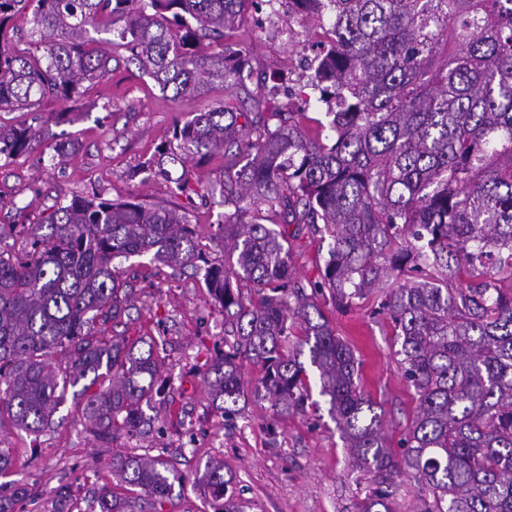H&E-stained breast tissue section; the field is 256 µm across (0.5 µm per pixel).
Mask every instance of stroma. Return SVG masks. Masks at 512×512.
Here are the masks:
<instances>
[{
    "instance_id": "stroma-1",
    "label": "stroma",
    "mask_w": 512,
    "mask_h": 512,
    "mask_svg": "<svg viewBox=\"0 0 512 512\" xmlns=\"http://www.w3.org/2000/svg\"><path fill=\"white\" fill-rule=\"evenodd\" d=\"M279 22L294 25L296 38L281 41L275 27L260 31L243 19L238 38L250 51L249 78L243 87L216 88L201 96L161 92L129 52L107 44L106 33H97L111 62L108 74L84 84L72 101L80 119L50 126L41 146L0 161V230L12 250L27 249L26 225L45 220L56 204L97 196L187 212L209 260L223 264L218 226L228 207L219 186L238 160L236 149L191 160L194 191L189 195L162 179H145L142 169L158 148L172 143L175 123L223 105L253 111L256 95L294 113L307 135H326V106L307 87L313 57L307 44L316 22L285 8ZM61 135L74 138L77 148L57 165L52 147ZM291 243L297 276L317 279L327 257L319 238L303 232ZM120 272L130 308L101 330L107 337L166 338L158 356L166 381L161 399L167 407L150 433L121 437L107 446L86 432L81 396L67 397L51 427L39 435L6 429L0 444L12 449L13 466L0 483L31 490L29 498L15 504V512H56L53 491L62 484L72 488V512H98L91 490L111 481L108 463L116 451L163 456L184 475L182 489L164 501L161 512H217L218 502L199 481L210 459L223 461L245 512H356L367 488L348 464L328 403L320 402L315 412L277 419L268 402L252 399L237 422L225 421L210 402L202 378L215 350L224 346V317L202 278L192 269L178 272L147 255L123 261ZM376 306L373 296L347 308L320 304L336 335L360 361V385L382 412L395 450L416 412V399L394 355L393 325L376 314Z\"/></svg>"
}]
</instances>
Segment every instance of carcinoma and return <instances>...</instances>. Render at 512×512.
Masks as SVG:
<instances>
[{"label": "carcinoma", "instance_id": "1", "mask_svg": "<svg viewBox=\"0 0 512 512\" xmlns=\"http://www.w3.org/2000/svg\"><path fill=\"white\" fill-rule=\"evenodd\" d=\"M300 2L322 30L309 86L327 105L326 140L309 138L284 112L222 106L176 123L178 144L148 167L191 191L188 159L238 147L244 163L224 180L236 204V220L220 225L224 264L209 261L187 214L160 204L74 197L47 223L29 225L20 254L2 246L0 229V427L44 431L87 377L99 386L86 402L98 440L149 425L143 406L164 390L155 339L109 343L94 323L124 313L113 261L150 254L192 267L224 311L233 341L204 374L224 415L237 414L248 389L242 358L262 364L248 390L276 416L319 410L300 361L308 355L352 465L373 484L357 512H393L390 488L403 474L432 496L426 512H512V0ZM249 3L0 0V112L48 96L69 102L104 77L109 56L90 47L104 17L111 43L160 90L229 91L244 81L247 49L225 42L212 51L203 40L224 37ZM31 5L41 54L8 37ZM44 138L40 123H0V159ZM292 224L329 240L307 286L291 258ZM238 280L251 282L259 301L234 287ZM376 293L418 401L398 456L359 387L360 362L314 302L327 294L349 306ZM298 329V344L284 352ZM110 468L124 493L100 485L99 512L136 507L138 488L160 504L181 481L159 457L114 453ZM203 482L224 501L221 512H243L223 462L207 461ZM29 494L13 486L0 512Z\"/></svg>", "mask_w": 512, "mask_h": 512}]
</instances>
